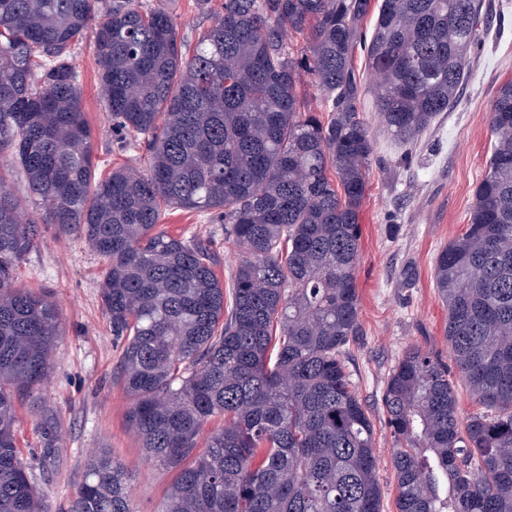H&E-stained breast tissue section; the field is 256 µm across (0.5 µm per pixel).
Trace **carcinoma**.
<instances>
[{
    "label": "carcinoma",
    "instance_id": "cac0c4a2",
    "mask_svg": "<svg viewBox=\"0 0 512 512\" xmlns=\"http://www.w3.org/2000/svg\"><path fill=\"white\" fill-rule=\"evenodd\" d=\"M482 12L483 0H224L189 48L163 0H0V512H48L14 432L61 335L56 300L15 279L48 227L106 263L129 422L176 473L165 512H382L373 423L343 360L374 154L354 58L366 56L387 131L413 145L459 99ZM90 28L112 133L145 152L144 172L95 177L72 56ZM303 74L327 119L303 99ZM490 123L465 232L434 265L453 368L482 411L462 416L439 356L403 354L383 395L397 512H512V80ZM15 173L34 216L10 191ZM173 209L241 249L229 298L212 239L160 229ZM64 512H134L108 449Z\"/></svg>",
    "mask_w": 512,
    "mask_h": 512
}]
</instances>
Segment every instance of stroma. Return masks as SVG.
I'll return each instance as SVG.
<instances>
[{"label":"stroma","mask_w":512,"mask_h":512,"mask_svg":"<svg viewBox=\"0 0 512 512\" xmlns=\"http://www.w3.org/2000/svg\"><path fill=\"white\" fill-rule=\"evenodd\" d=\"M223 0L203 12L196 0H173L179 39L195 45L215 20ZM483 48L470 65L457 107L442 113L416 150H406L384 128L364 91L360 113L375 143L360 212L361 248L356 270L359 328L344 353L354 389L368 408L379 457L377 479L383 512H396L394 438L382 405L389 373L411 346L449 359L444 327L448 311L434 280L437 254L464 233L475 190L491 151L490 103L497 87L512 79V0H486ZM82 107L92 131L97 173L113 165L138 169L144 153L121 148L103 108L90 39L73 50ZM162 226L184 237L212 236L221 278L234 268L239 248L195 213L165 212ZM105 268L79 236L46 230L42 243L19 264L22 285L50 291L62 311V334L54 370L32 397L16 407L15 435L24 458L38 463L43 423L58 425L55 450L44 473L50 512L77 491L89 456L106 448L131 476L135 512H163L173 471L149 461L128 425L130 399L118 380L120 351L102 309L99 283Z\"/></svg>","instance_id":"stroma-1"}]
</instances>
